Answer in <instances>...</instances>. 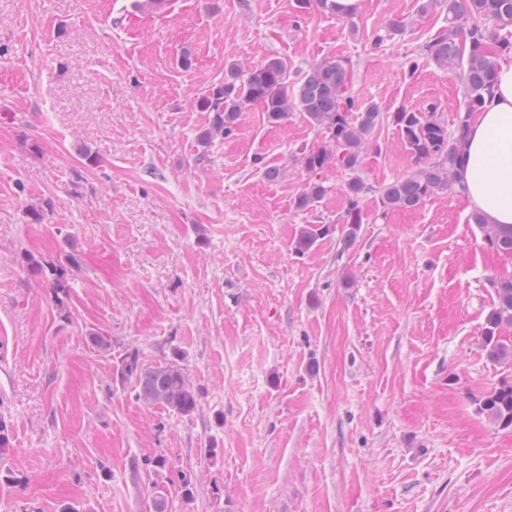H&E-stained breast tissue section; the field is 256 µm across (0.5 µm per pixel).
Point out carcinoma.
<instances>
[{
    "label": "carcinoma",
    "mask_w": 512,
    "mask_h": 512,
    "mask_svg": "<svg viewBox=\"0 0 512 512\" xmlns=\"http://www.w3.org/2000/svg\"><path fill=\"white\" fill-rule=\"evenodd\" d=\"M509 53L512 0H448V27L424 45L423 56L459 75L464 107L455 113L452 123L442 120L434 106L427 112L402 107L384 114L374 104L359 103L348 86L346 58H324L293 78L280 59L269 58L247 70L229 63L224 81L194 99L197 109L212 114L211 125L199 141L206 146L215 136L231 135L239 112L252 103L261 104L273 124L287 120L295 109L304 113L311 125L326 134L327 145L300 149L301 166L315 175L331 164L349 172L344 184L348 207L342 223L344 242L350 244L362 223L360 198L366 190L357 171L375 128L384 121L392 123L417 164L410 174L376 190L381 211L414 210L432 196L463 192L457 177L461 146L474 114L492 94L499 59ZM325 193L321 182L308 183L298 197V207L312 206ZM471 220L484 229L489 249L512 256V225L485 224L477 213ZM326 232L324 227L303 231L296 249H308ZM494 288L496 301L485 319L483 343L488 358L505 363L512 360V345L502 339V330L512 326V272L500 274ZM121 376L135 381L138 399L149 406L159 405L181 416H190L197 409L199 391L177 349L172 350L171 358L150 366L140 363L139 353L131 351L122 361ZM477 411L499 426L512 427V382L504 381L485 393L477 402Z\"/></svg>",
    "instance_id": "cac0c4a2"
}]
</instances>
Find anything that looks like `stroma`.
<instances>
[{
    "label": "stroma",
    "mask_w": 512,
    "mask_h": 512,
    "mask_svg": "<svg viewBox=\"0 0 512 512\" xmlns=\"http://www.w3.org/2000/svg\"><path fill=\"white\" fill-rule=\"evenodd\" d=\"M420 4L0 0V512H153L159 484L171 512H512V429L476 411L512 380L482 344L512 258L463 195L380 215L377 189L415 167L380 124L347 245L346 174L297 161L325 143L302 112L272 124L254 103L234 135L198 143L210 115L194 100L232 60L293 73L344 57L359 101L452 120L456 73L407 71L448 24ZM315 178L326 194L298 207ZM70 255L60 299L47 264ZM175 349L200 391L186 417L118 372L129 351ZM331 0H299V7L302 9L310 8L313 4L319 9H330L336 10L338 15H352L358 11L360 0H333L334 3H330Z\"/></svg>",
    "instance_id": "35a3bbf8"
}]
</instances>
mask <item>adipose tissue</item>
Instances as JSON below:
<instances>
[{"label": "adipose tissue", "instance_id": "obj_1", "mask_svg": "<svg viewBox=\"0 0 512 512\" xmlns=\"http://www.w3.org/2000/svg\"><path fill=\"white\" fill-rule=\"evenodd\" d=\"M459 176L469 210L512 225V56L499 60L494 92L471 123Z\"/></svg>", "mask_w": 512, "mask_h": 512}]
</instances>
